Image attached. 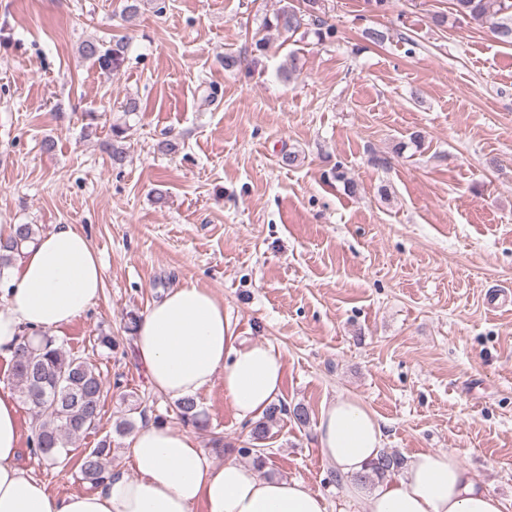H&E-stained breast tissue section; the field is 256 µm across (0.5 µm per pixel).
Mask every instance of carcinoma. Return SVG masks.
Segmentation results:
<instances>
[{"label": "carcinoma", "instance_id": "cac0c4a2", "mask_svg": "<svg viewBox=\"0 0 512 512\" xmlns=\"http://www.w3.org/2000/svg\"><path fill=\"white\" fill-rule=\"evenodd\" d=\"M303 2L305 7L301 8L290 0H283V5L265 19L264 28L286 39L299 33H312L321 41L334 37L335 26L320 16V0ZM453 5L458 18L487 26L497 42L512 47V0H453ZM80 52L114 70L124 61V46L120 43L103 52L96 41L86 40ZM256 63L258 59H249L240 52L224 54V69L228 71ZM38 233L37 225L20 224L13 235L0 240V276L21 257L24 245L33 241ZM10 371L14 389L35 417L28 437L31 453L52 465L71 463L91 487L101 485L111 472V438L100 440L73 463L66 456L68 445L95 430L101 420L105 386L98 367L87 358L75 356L65 344L50 336H30L25 332L13 352ZM174 407L183 422L195 426L203 424L194 397L178 399ZM277 412V407H270L255 422L254 442L268 438ZM403 463L404 458L398 453L384 451L364 473L356 476V480L368 484L383 479Z\"/></svg>", "mask_w": 512, "mask_h": 512}]
</instances>
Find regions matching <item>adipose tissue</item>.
Masks as SVG:
<instances>
[{
	"instance_id": "ef3b65f1",
	"label": "adipose tissue",
	"mask_w": 512,
	"mask_h": 512,
	"mask_svg": "<svg viewBox=\"0 0 512 512\" xmlns=\"http://www.w3.org/2000/svg\"><path fill=\"white\" fill-rule=\"evenodd\" d=\"M104 270L90 240L70 225L42 234L24 251L0 288V353L13 354L23 329L53 334L99 298ZM134 349L157 391L172 399L193 395L216 375L241 420L257 418L280 395L281 352L239 340L223 304L194 284L172 289L138 322ZM381 420L361 399L340 394L325 406L315 445L353 499L368 512H506L451 450L414 454L373 494L356 475L382 450ZM133 475L118 473L97 489L59 497L16 464L17 409L0 396V512H327L323 495L300 478L259 476L246 461L213 463L189 430L164 423L137 428L129 439Z\"/></svg>"
}]
</instances>
